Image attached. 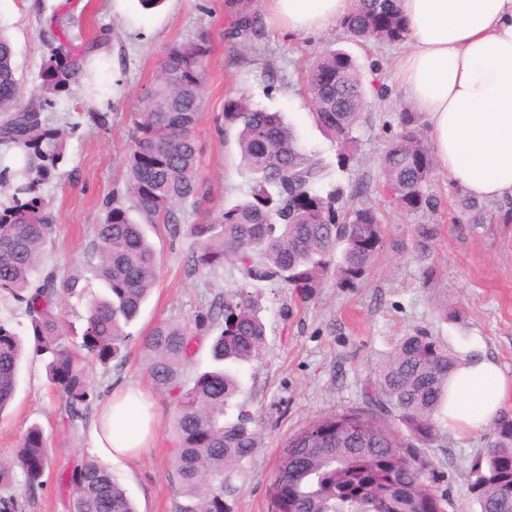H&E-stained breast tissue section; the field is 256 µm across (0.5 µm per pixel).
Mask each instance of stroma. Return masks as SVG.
<instances>
[{
    "label": "stroma",
    "instance_id": "1",
    "mask_svg": "<svg viewBox=\"0 0 512 512\" xmlns=\"http://www.w3.org/2000/svg\"><path fill=\"white\" fill-rule=\"evenodd\" d=\"M245 13L256 15L259 25L243 43L232 31ZM0 29L13 43L27 100L41 95V73L53 47L103 43L67 91L41 95L45 123L59 133L60 159L38 191L39 205L54 226L44 267L58 276L78 273L91 279L96 226L113 197L125 193L131 115L166 48L201 33L211 40L206 108L199 126L204 142L199 180L208 199L202 210L180 204L182 223H198L205 211H219L252 190L254 182L240 165L234 132L219 129L225 98L239 94L257 107L283 112L301 146L319 152L333 166L332 180L354 192V204L379 212L384 243L358 287L341 290L329 280L304 304L287 292L260 291L265 356L262 363L240 370L241 396L258 415L259 438L245 476L235 481L233 512H268V489L281 444L317 415L361 406L364 379L397 336L428 328L462 355L494 360L512 379V223L501 219L512 208V198L484 201L483 221L475 224L457 207L456 186L445 170H437L427 188L437 201L433 208L400 209L384 188L380 158L408 108L397 77L408 43L362 45L336 23L319 32L291 35L279 26L269 0H164L152 11L143 10L138 0H0ZM327 47L355 58L367 89L353 158L340 171L334 167L338 148L313 123L302 86L310 61ZM145 231L160 257V276L128 328L134 336L161 321L193 323L239 277L230 264L212 276L195 274L187 262V235H171L164 224L146 225ZM443 305L457 311L458 320H442ZM84 372L99 402L118 381L149 392L156 414L152 448L134 460H112L109 467L138 512H173L171 403L154 391L137 343L129 344L124 364L106 367L88 361ZM57 404L43 362L28 355L15 399L0 415V459H11L25 431L36 424L43 430L51 463L36 495H29L21 480L9 485L22 512H70L73 467L99 455L91 426L65 429ZM485 436L482 429L466 436L447 429L436 447L425 451L453 512H479L469 492V469L484 448Z\"/></svg>",
    "mask_w": 512,
    "mask_h": 512
}]
</instances>
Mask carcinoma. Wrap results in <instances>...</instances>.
<instances>
[{"instance_id":"1","label":"carcinoma","mask_w":512,"mask_h":512,"mask_svg":"<svg viewBox=\"0 0 512 512\" xmlns=\"http://www.w3.org/2000/svg\"><path fill=\"white\" fill-rule=\"evenodd\" d=\"M258 23L255 16H240L235 35L248 39ZM340 24L362 44L407 39L398 0H357ZM99 48L93 42L74 54L57 47L43 68L42 90L69 87L85 56ZM208 54L202 33L169 45L142 108L132 115L125 190L134 209L115 198L97 225L93 273L101 291L88 298L80 344L86 357L102 365L124 360L132 340L126 328L152 293L160 269L145 223L166 224L174 234L186 229L192 239L188 263L195 273L213 274L227 262L236 267L235 285L198 313L195 327L162 321L139 337L147 374L173 403L172 479L180 497L175 512H232L234 476L256 448L257 417L247 403L236 404L234 420H224L241 392L238 367L264 358L256 289L286 288L307 300L327 279L338 288H355L383 243L378 212L346 206L338 186L322 189L328 164L301 150L282 113L256 108L244 95L224 100V126L237 129L242 163L254 179L251 194L197 224H181L176 205L189 201L198 207L205 197L198 170ZM304 86L316 124L341 148L337 166L343 169L365 104L357 65L346 52L325 49L306 69ZM20 99L14 50L0 33V144L26 153L21 167L0 171L4 181L14 180L11 203L0 207V297L16 303L29 320L24 337L0 319V413L15 395L29 346L44 359L59 396L60 421L76 429L87 423L95 399L64 324L63 305L80 276L60 279L43 269L52 225L32 194L59 154L40 107L33 102L23 108ZM420 118L418 112L400 114V131L381 158L387 191L407 211L437 205L426 194L436 159ZM200 327L216 330L215 366L189 381ZM458 363L448 345L425 328L397 338L362 384L365 406L318 415L284 442L269 488L270 512H447L450 499L433 486L432 466L414 448L438 440L448 380ZM382 415L403 425L410 442L383 424ZM49 463L42 430L33 425L14 458L0 463V487L18 470L34 495L44 485ZM70 483L73 512H136L125 488L96 458L82 461ZM469 489L480 512H512V413L491 423L486 446L471 464Z\"/></svg>"}]
</instances>
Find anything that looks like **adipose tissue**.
<instances>
[{
	"label": "adipose tissue",
	"mask_w": 512,
	"mask_h": 512,
	"mask_svg": "<svg viewBox=\"0 0 512 512\" xmlns=\"http://www.w3.org/2000/svg\"><path fill=\"white\" fill-rule=\"evenodd\" d=\"M282 29L311 33L356 0H270ZM411 48L399 85L427 117L438 163L477 199L512 197V0H400ZM512 404V380L491 360L461 359L448 386V426L466 434ZM109 459H131L152 439L147 396L114 387L93 429Z\"/></svg>",
	"instance_id": "ef3b65f1"
}]
</instances>
